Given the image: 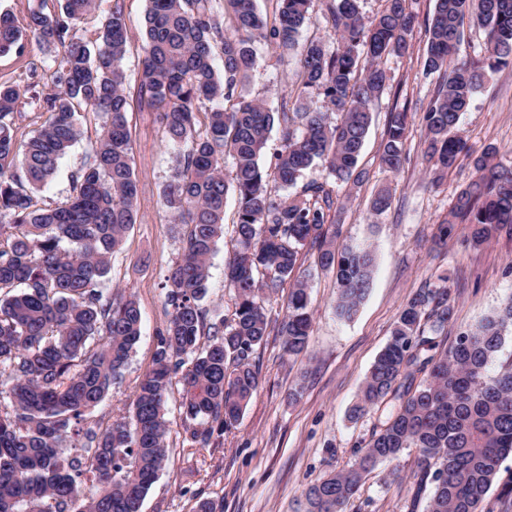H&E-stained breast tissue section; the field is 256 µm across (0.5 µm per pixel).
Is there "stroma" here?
Segmentation results:
<instances>
[{"label":"stroma","mask_w":512,"mask_h":512,"mask_svg":"<svg viewBox=\"0 0 512 512\" xmlns=\"http://www.w3.org/2000/svg\"><path fill=\"white\" fill-rule=\"evenodd\" d=\"M130 41L122 66L130 94L127 113L133 144L132 166L140 182L136 221L122 249L112 257L106 287L132 294L141 312V336L126 367L108 395L87 414L105 426L125 414L135 389L150 369L157 333L167 319L164 283L181 251L182 227L169 222L161 191L177 166L178 147L168 142L159 110L139 100L141 60L147 0H119ZM415 23L405 55L382 61L390 87L376 102L372 123L360 157L367 177L352 191L336 187L331 212L342 239L371 246L375 264L369 293L357 316L348 322L335 313L336 281L320 268L313 254L302 253L298 272L309 289L313 334L306 353L287 357L282 339L269 336L257 349L261 382L238 424L213 436L209 447L191 448L179 408V393L167 402L169 459L146 495L142 512H194L197 503L211 499L224 512H303L306 488L324 474L350 466L372 432L384 421L389 407L380 405L358 422L347 417L368 372L385 346L408 297L418 289L448 278V302L453 318L442 336V347L458 334L498 309L512 296V230L503 229L486 243L471 240L470 227L454 225L448 245L432 246V238L447 218L456 195L470 181L473 159L487 148L512 161V65L489 72L460 116L458 134L471 148L440 184H432L422 159V127L413 124L405 145L406 159L398 172L384 171L379 151L394 109L423 112L434 95L439 76L425 70L426 28L434 0H413ZM255 65L250 73L251 96L272 110L295 100L296 67L272 39L253 45ZM52 65L34 40L19 51L0 55V84L21 94L18 141L36 129L41 87L50 81ZM101 119L87 114L83 137L61 159L53 178L33 196L39 206L63 202L73 179L89 161ZM383 185L393 192L392 204L373 215L370 200ZM233 233L225 231L211 258L207 307L224 314L234 310V291L224 283V263L233 250ZM297 401H289L293 389ZM415 450L386 462L365 480L348 512H426L429 490L419 489ZM400 469L403 481L391 477Z\"/></svg>","instance_id":"1"}]
</instances>
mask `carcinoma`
<instances>
[{
  "mask_svg": "<svg viewBox=\"0 0 512 512\" xmlns=\"http://www.w3.org/2000/svg\"><path fill=\"white\" fill-rule=\"evenodd\" d=\"M232 8L233 32L223 29L222 3ZM271 36L292 50L311 21L313 0H278ZM100 14L81 35L76 25ZM487 33L483 56L458 59L464 18ZM326 20L339 38L330 53L319 39L300 53L302 88L295 111L274 112L246 95L254 64L252 43L266 37L256 0H148L140 99L162 110L169 142L185 147L162 191L171 223L186 227L167 278L172 312L157 335L152 367L138 384L128 415L104 428L86 412L109 393L140 337L136 301L101 287L112 255L135 223L139 181L126 114L130 106L122 60L129 33L119 4L63 0L61 11L31 10L18 21L0 14V52L32 38L55 57L44 120L27 142L17 140L20 92L0 86V512H141L168 457L167 399L181 386L186 439L209 445L239 422L260 385L253 360L272 321L266 303L288 282L278 324L283 351L308 350L313 332L307 281L296 275L304 249L317 252L334 274L335 312L349 321L370 288L373 251L337 242L329 222L334 205L327 182L311 181L295 195L278 196L269 181L288 189L318 161L346 187L364 179L358 160L374 101L389 86L384 57L409 49L415 16L409 0H385L374 19L359 0H327ZM425 68L443 74L422 116L423 156L435 179L456 166L467 143L456 132L461 112L487 72L512 63V0H435L427 28ZM220 51L224 71L214 67ZM323 95L322 110L306 95ZM102 117L96 147L77 174L73 194L38 208L32 190L53 177L59 159L82 136L79 113ZM205 115L202 131L196 116ZM413 114H391L380 163L396 172ZM280 146L272 171L260 158L273 128ZM231 157V176L224 159ZM489 148L474 160L475 176L459 193L437 240L447 243L458 219L483 243L512 224V166ZM22 166L30 188L16 178ZM238 201L234 249L225 279L235 294L227 319L203 304L209 260L224 234V201ZM391 191L371 200L386 211ZM453 317L448 288H421L403 304L386 346L361 387L350 418L387 399L394 410L348 468L308 486L306 512H347L365 477L404 450L417 452L421 481L431 480L427 512H479L500 462L512 454V358L489 365L512 334V297L438 350L436 335ZM207 342L200 343L201 337Z\"/></svg>",
  "mask_w": 512,
  "mask_h": 512,
  "instance_id": "1",
  "label": "carcinoma"
}]
</instances>
